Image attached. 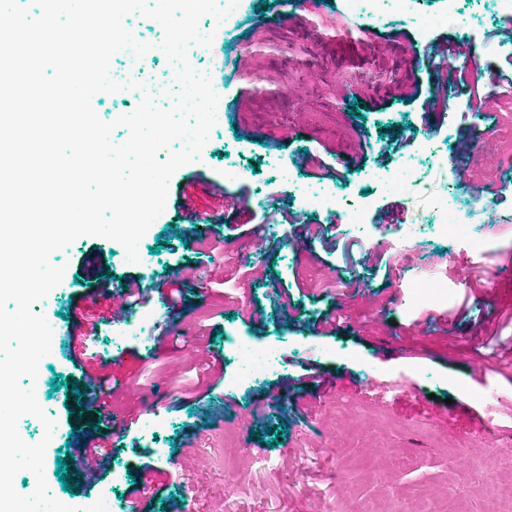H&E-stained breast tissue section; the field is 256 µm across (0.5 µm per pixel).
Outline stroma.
<instances>
[{"label":"stroma","mask_w":512,"mask_h":512,"mask_svg":"<svg viewBox=\"0 0 512 512\" xmlns=\"http://www.w3.org/2000/svg\"><path fill=\"white\" fill-rule=\"evenodd\" d=\"M269 0H244L235 21L216 26L211 47L191 49L192 66L223 90L222 124L211 132L201 159L179 169L169 184L160 223L140 242V263H129L117 242L83 236L52 256L67 265L61 282L33 310L59 340L44 373L39 403L56 423L45 456L49 491L73 507L107 496L112 512H404L422 502L441 512L448 483L467 488L464 512H512V502L485 498L475 486L471 450L486 436L483 409L499 396L496 434L512 439V282H495L496 266L512 261V181L500 180L505 158L499 136L512 128V84L498 71L512 58L498 46L512 42V17L496 0H455L456 24L443 18V0L400 13L388 5L378 17L348 13L350 27L321 26L320 0H303L302 19L325 37L353 38L354 24H369L376 39L361 45L359 78L343 84L323 73L310 44L288 28L264 22ZM139 41L150 43L136 71L111 63L113 79L175 86V69L159 48L163 30L131 15ZM454 39L461 62L477 64L480 103L447 87L448 70H433L423 56L429 42ZM422 84L421 97L399 100L401 86ZM445 86V85H444ZM485 148L470 164L467 147ZM319 156L325 177L294 163ZM408 162L404 188L391 192L380 176ZM238 171L226 179L225 164ZM207 180L223 196L201 192L193 206L226 214L197 243L182 213L189 185ZM341 192L343 202L311 207L305 188ZM251 210L232 214L234 199ZM370 201L362 224L348 221L346 203ZM463 200L472 223L482 225L488 256L433 226L444 203ZM396 205L401 216L385 229L379 213ZM292 219L284 221L281 209ZM270 225L261 249L250 232ZM387 238V251L374 250ZM353 242L345 256L344 242ZM434 257L429 272L442 297L413 300L407 262ZM185 301L174 311L160 298L176 267ZM134 276L146 291L143 308L121 323L107 321L105 301L88 303L100 288ZM292 308L283 311L282 296ZM98 323L96 336L74 356L71 332L78 318ZM336 331L320 332L321 320ZM270 345L273 369L242 382L232 341ZM196 358H188V351ZM223 361L222 374L209 367ZM108 362L131 394L101 416L76 421L75 395L55 389L56 376L80 383L82 370ZM232 409H225L226 399ZM84 427L106 450L96 482L69 464L59 479L56 456ZM156 471L157 491L132 509L127 491L143 465ZM73 483L74 492L64 491Z\"/></svg>","instance_id":"35a3bbf8"}]
</instances>
